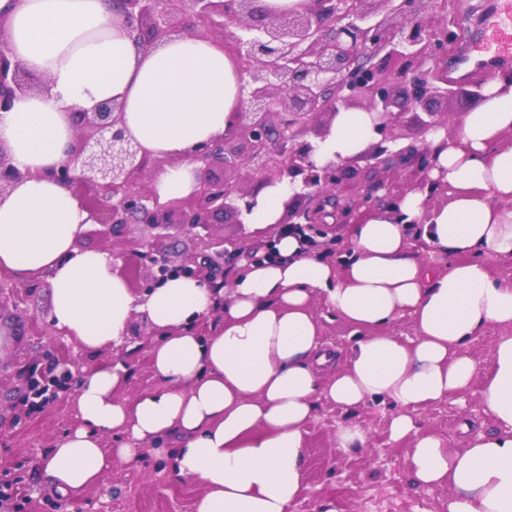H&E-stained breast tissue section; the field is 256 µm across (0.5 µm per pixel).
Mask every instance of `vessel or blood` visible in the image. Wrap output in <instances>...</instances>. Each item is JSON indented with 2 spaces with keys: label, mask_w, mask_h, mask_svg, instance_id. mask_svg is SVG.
<instances>
[{
  "label": "vessel or blood",
  "mask_w": 512,
  "mask_h": 512,
  "mask_svg": "<svg viewBox=\"0 0 512 512\" xmlns=\"http://www.w3.org/2000/svg\"><path fill=\"white\" fill-rule=\"evenodd\" d=\"M482 26L483 37L457 55L456 71L472 67L486 72L512 59V0H488Z\"/></svg>",
  "instance_id": "b4317fda"
}]
</instances>
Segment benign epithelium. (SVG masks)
<instances>
[{"mask_svg":"<svg viewBox=\"0 0 512 512\" xmlns=\"http://www.w3.org/2000/svg\"><path fill=\"white\" fill-rule=\"evenodd\" d=\"M112 7L145 48L173 32L171 17L189 11L187 35L216 37L231 50L245 76V110L233 113L231 125L197 151V188L190 195L162 202L148 180V156L122 126L118 105L105 101L93 112L75 114L76 137L70 159L48 177L80 196L99 219L102 235L120 240L130 224L165 229L178 224L188 232L207 228L215 217L230 213L245 223L255 204L250 185H285L279 230L318 242L308 231L314 224H346L360 210L395 209L402 195L372 173L414 168L419 178L411 190L433 200L440 186L429 179L431 150L397 146L406 124L424 133L448 129V113L439 110L448 99L447 9L437 0H305L280 12L263 10L258 0H112ZM383 56L376 64L370 60ZM385 61L400 64L391 72ZM44 90V82L0 48V113L9 112L18 97ZM355 106L369 112L376 143L353 159L318 163L311 134L326 138L332 120ZM365 165H360V162ZM224 171V181L213 177ZM30 176L15 167L0 147V198ZM132 252L152 271L154 288L172 275H184L210 286L224 284V264L241 254L234 241L210 234L200 251L174 264L155 247V240L133 242ZM17 285L0 280V308L17 304ZM47 374L31 371L30 384L40 395L57 398L72 384L69 362Z\"/></svg>","mask_w":512,"mask_h":512,"instance_id":"1","label":"benign epithelium"}]
</instances>
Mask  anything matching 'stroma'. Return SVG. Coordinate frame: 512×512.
Returning <instances> with one entry per match:
<instances>
[{
	"mask_svg": "<svg viewBox=\"0 0 512 512\" xmlns=\"http://www.w3.org/2000/svg\"><path fill=\"white\" fill-rule=\"evenodd\" d=\"M101 230L98 223L82 225L74 249L111 251L117 271L127 274L138 263L130 243L147 236V228L129 225L124 239L113 244ZM210 232L241 241L246 260L274 247L273 237L251 235L248 225L235 223L229 215L211 225ZM20 283V306L0 310V333L9 341L0 356V448L9 451L0 463V490L5 493L0 512H193L199 486L176 478L149 451L138 462L114 464L99 485L77 497L63 499L52 491L38 459L75 424L74 398L69 395L33 405L27 369H49L52 360L64 356L86 366L111 360L114 352L107 347L92 355L64 336L38 335L36 328L51 307L52 284L45 276L24 277ZM129 336L126 357L132 375L120 395L131 399L160 381L150 361L156 338L142 317L133 319ZM480 389L476 382L464 393L470 409L449 400L420 411L421 428L446 438L454 449L464 445L459 429L462 419H471L474 431L490 430L491 419L476 405ZM392 411L390 403L379 401L348 412L326 403L318 408L306 427L307 483L294 512H446L447 490L427 492L412 486L406 466L411 443L391 439ZM348 423L359 424L367 442L364 448L343 453L336 448V431Z\"/></svg>",
	"mask_w": 512,
	"mask_h": 512,
	"instance_id": "obj_1",
	"label": "stroma"
}]
</instances>
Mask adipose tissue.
I'll list each match as a JSON object with an SVG mask.
<instances>
[{
  "label": "adipose tissue",
  "mask_w": 512,
  "mask_h": 512,
  "mask_svg": "<svg viewBox=\"0 0 512 512\" xmlns=\"http://www.w3.org/2000/svg\"><path fill=\"white\" fill-rule=\"evenodd\" d=\"M0 18L11 53L46 84L0 113V145L29 174L0 200V269L48 274V323L89 353L122 349L138 316L160 332L150 350L160 384L133 399L117 395L132 374L125 359L81 368L77 423L39 460L60 496L149 448L200 485L195 512H294L306 485V426L319 404L349 410L387 400L391 438L412 443L406 464L416 485L447 489V512H512V284L490 272L491 261L512 260V145L503 142L512 133V77L495 76L453 135L430 136L429 177L447 186L446 199L429 205L410 192L400 216L374 210L352 225L343 268L282 235L274 259L247 265L227 287L174 275L137 295L111 254L73 247L92 217L48 176L69 157L73 116L108 100L122 105L129 134L162 162L152 187L169 201L196 189L192 157L242 109L244 80L202 34L142 48L110 0H0ZM375 140L367 112L341 111L314 158H350ZM412 218L422 219L432 253L450 256L446 269L416 257ZM318 300L351 328L344 363L323 338ZM219 304L223 319L197 333L195 323ZM403 318L412 337L383 333ZM490 324L504 333L485 373L467 347ZM476 381L494 429L453 449L420 428L419 411Z\"/></svg>",
  "instance_id": "obj_1"
}]
</instances>
